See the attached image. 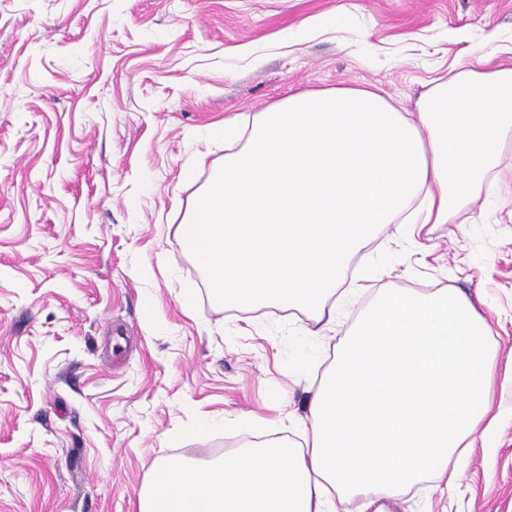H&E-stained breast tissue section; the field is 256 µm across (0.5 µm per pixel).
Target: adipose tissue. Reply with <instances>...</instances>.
Returning a JSON list of instances; mask_svg holds the SVG:
<instances>
[{"mask_svg": "<svg viewBox=\"0 0 512 512\" xmlns=\"http://www.w3.org/2000/svg\"><path fill=\"white\" fill-rule=\"evenodd\" d=\"M512 46L468 49L406 117L378 92H298L208 128L224 165L180 227L225 305H278L333 330L336 284L384 224H444L512 141ZM488 321L448 287L378 295L313 391L303 445L157 458L139 512H384L422 477L454 489L491 409Z\"/></svg>", "mask_w": 512, "mask_h": 512, "instance_id": "ef3b65f1", "label": "adipose tissue"}]
</instances>
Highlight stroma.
<instances>
[{"label": "stroma", "instance_id": "1", "mask_svg": "<svg viewBox=\"0 0 512 512\" xmlns=\"http://www.w3.org/2000/svg\"><path fill=\"white\" fill-rule=\"evenodd\" d=\"M492 38H512V0H0V512H138L157 457L302 442L310 388L374 299L352 281L386 263L377 287L465 294L497 367L456 489L424 478L391 512H512V145L449 223L360 245L326 338L216 301L179 236L224 161L209 125L369 85L412 112ZM202 413L214 430L179 441Z\"/></svg>", "mask_w": 512, "mask_h": 512}]
</instances>
